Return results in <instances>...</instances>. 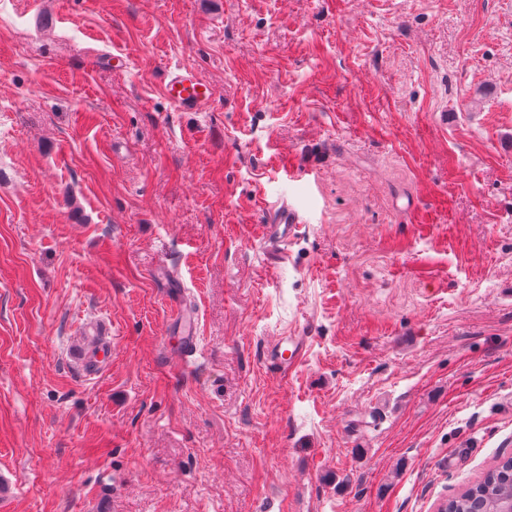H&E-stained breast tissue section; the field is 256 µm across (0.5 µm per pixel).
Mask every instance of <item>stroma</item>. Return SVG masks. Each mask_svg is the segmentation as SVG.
Here are the masks:
<instances>
[{
  "instance_id": "obj_1",
  "label": "stroma",
  "mask_w": 512,
  "mask_h": 512,
  "mask_svg": "<svg viewBox=\"0 0 512 512\" xmlns=\"http://www.w3.org/2000/svg\"><path fill=\"white\" fill-rule=\"evenodd\" d=\"M508 454L512 0H0V512H437ZM165 97L179 112H204L214 99V89L192 68L169 72L162 83ZM265 224H261V241L271 264L288 261V247L293 243L302 224L301 214L283 198L267 202ZM176 314L180 321V325H184L185 327L178 353L182 365L186 366L189 360L193 358L197 352V336L194 327L195 321L188 317L184 307H179ZM308 336L293 334V336H281L272 346V355L269 360L271 366L287 370L300 362L307 348Z\"/></svg>"
}]
</instances>
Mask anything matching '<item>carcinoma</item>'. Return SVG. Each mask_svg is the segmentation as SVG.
Wrapping results in <instances>:
<instances>
[{
	"instance_id": "1",
	"label": "carcinoma",
	"mask_w": 512,
	"mask_h": 512,
	"mask_svg": "<svg viewBox=\"0 0 512 512\" xmlns=\"http://www.w3.org/2000/svg\"><path fill=\"white\" fill-rule=\"evenodd\" d=\"M445 512H512V462L478 475L443 505Z\"/></svg>"
}]
</instances>
